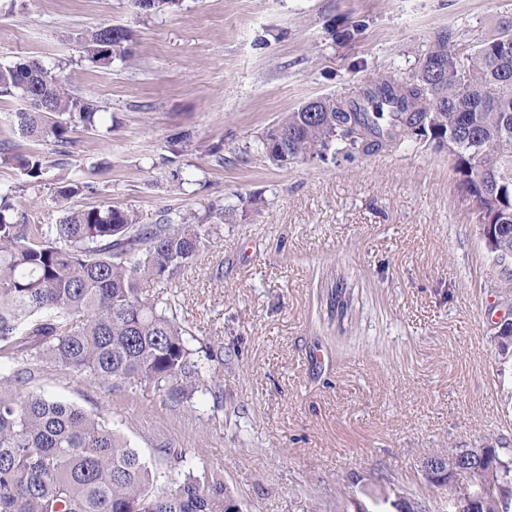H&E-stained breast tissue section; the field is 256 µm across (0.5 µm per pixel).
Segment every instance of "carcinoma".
<instances>
[{
  "mask_svg": "<svg viewBox=\"0 0 512 512\" xmlns=\"http://www.w3.org/2000/svg\"><path fill=\"white\" fill-rule=\"evenodd\" d=\"M512 22L471 51L448 47L440 35L408 81L390 73L369 81L360 99L308 101L259 139L281 166L324 159L340 141L363 153L396 144L401 125L456 143L455 170L475 197L478 221L492 225L498 258H512ZM129 41L119 26L85 33L94 67ZM18 93L30 109L14 113L18 133L63 146L81 126L95 129L97 106L73 94L40 64H0V96ZM32 184L46 180L40 155L15 156ZM213 225L190 215L146 224L111 205L68 210L56 224H20L0 207V354L14 360L0 373V512H237L242 502L223 478L202 466L159 488L137 449L101 417L77 406L22 392L41 363L86 377L108 391L163 393L175 409L215 378L167 312L160 289L191 267ZM492 483L512 484V459L482 449Z\"/></svg>",
  "mask_w": 512,
  "mask_h": 512,
  "instance_id": "cac0c4a2",
  "label": "carcinoma"
}]
</instances>
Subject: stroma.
Instances as JSON below:
<instances>
[{
  "instance_id": "35a3bbf8",
  "label": "stroma",
  "mask_w": 512,
  "mask_h": 512,
  "mask_svg": "<svg viewBox=\"0 0 512 512\" xmlns=\"http://www.w3.org/2000/svg\"><path fill=\"white\" fill-rule=\"evenodd\" d=\"M512 20V0H0V64L38 62L92 99L101 120L64 153L16 134L26 110L0 96V198L30 224L112 205L153 223L226 211L168 288L196 341L223 353L214 401L202 385L167 409L158 393L107 392L60 368L28 389L109 420L155 471L182 449L224 476L244 512H378L381 493L452 512L454 492L422 465L458 448L512 458V263L479 234L477 209L446 146L407 134L369 154L272 163L262 133L305 101L355 98L373 76L410 77L435 36L467 50ZM112 24L132 38L106 68L81 34ZM189 138L177 147L178 133ZM51 162L30 185L18 154ZM82 190L58 201L55 179Z\"/></svg>"
}]
</instances>
